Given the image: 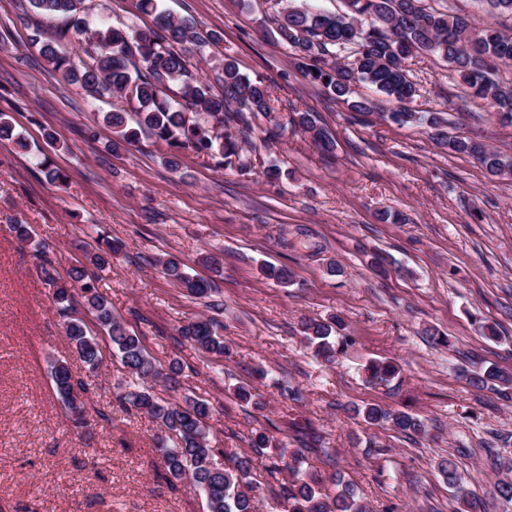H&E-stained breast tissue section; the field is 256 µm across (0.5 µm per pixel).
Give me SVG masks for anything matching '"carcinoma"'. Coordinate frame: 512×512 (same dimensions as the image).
Instances as JSON below:
<instances>
[{
    "mask_svg": "<svg viewBox=\"0 0 512 512\" xmlns=\"http://www.w3.org/2000/svg\"><path fill=\"white\" fill-rule=\"evenodd\" d=\"M84 2L29 0L34 11L44 17L63 16L73 21L72 26L56 30L50 38L37 26L29 40L39 47L54 70L80 84L89 97L115 98L134 105L138 117L135 128L127 126L125 112L121 110L102 115L101 126L111 133V149L136 143L138 132L146 130L155 142L207 156L218 167L251 166L249 158L243 155L241 135L251 130L256 116H271V90L265 81L242 74L230 56L215 64L213 85L193 72L190 57L219 45L220 35H204L197 31L195 23L158 10L157 0H137V9L153 17L150 27H91L79 17L85 10ZM423 2L345 0V11L341 13L289 5L276 11L273 35L292 50L294 63L304 76L320 85L329 98L345 103L357 114L378 111L383 120L397 125L419 121L417 113L405 107L419 92L407 63L418 54H430L448 63L471 100L489 106L501 120L512 124V86L495 79L498 66L512 61V38L491 23L478 29L467 18L430 10ZM73 31L87 35L84 56L79 58L61 50ZM359 82L373 86L382 97L402 107L383 112L378 99L352 97V87ZM200 112L207 118L198 117ZM425 123L432 138L448 152L475 158L492 175L512 169L511 159L483 142L449 135L448 121L441 114H430ZM290 125L308 133L323 151H333L334 141L308 111L294 110L285 122L273 117L269 137L281 135ZM0 139L14 141L22 151L29 147L26 138L14 133V126L4 113H0ZM115 251L112 241L102 239L87 260L94 267L103 268ZM35 256L43 282L52 288L53 306L65 335L80 358L91 370L102 363L95 337L84 321L74 315L79 297L95 313L98 324L108 331L114 355L139 381L138 386L117 395L119 402L127 410L147 413L164 432L175 437L170 444L160 441L158 447L169 482L186 481L201 491L207 512H256L255 497L251 495L253 459L234 453L228 455L227 463L221 467L214 462L215 451L208 443L212 417L209 404L188 397L180 402L171 401L154 394L153 383L158 381L172 391L179 386L183 370L180 361L173 359L164 367L150 356L140 336L112 315L106 298L84 268L70 269L65 280L50 256L49 247L36 244ZM157 263L165 276L178 282L190 295L205 297L211 291L208 282L188 276L175 257L165 255ZM342 327L338 315L302 323L304 338L315 356L328 363L347 353L350 338L342 334ZM178 332L182 340L205 354L222 358L226 353L224 338L210 319L190 321ZM363 371L368 383H389L401 373L400 366L389 360H371ZM52 379L65 407L71 409L83 403L89 383L74 378L66 364H54ZM473 382L506 397L512 388V374L490 365L474 373ZM355 413L370 425H389L408 437L425 432L420 419L379 404H367L355 409ZM253 447L276 449L270 471L286 469L292 473L294 480L281 488L276 501L278 506L288 503L287 512H369V506L351 484L342 485L333 496L323 492L315 478L301 474L297 452L286 453L267 434H257ZM442 470L459 505L456 512H477L478 503L464 486L454 464L450 462Z\"/></svg>",
    "mask_w": 512,
    "mask_h": 512,
    "instance_id": "carcinoma-1",
    "label": "carcinoma"
}]
</instances>
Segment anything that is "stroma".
<instances>
[{
  "mask_svg": "<svg viewBox=\"0 0 512 512\" xmlns=\"http://www.w3.org/2000/svg\"><path fill=\"white\" fill-rule=\"evenodd\" d=\"M90 19L152 25L136 0H87ZM438 10L492 22L512 34V16L492 14L487 0H425ZM171 16L217 33L219 49L271 88L277 116L310 111L335 142L324 154L309 134L288 128L269 137L253 120L245 153L253 167H216L183 153L178 169L168 148L142 136L110 150L97 115L110 100L91 101L43 60L27 37L57 18H39L19 0H0V113L29 142L28 151L0 140V512H206L201 494L171 487L156 450L160 430L116 400L129 376L94 314L79 308L97 337L103 363L88 371L69 345L32 247L11 226L31 224L52 249L60 272L85 265L97 236L120 242L96 286L113 314L140 336L161 364L184 366L181 385L161 397L189 396L212 410L211 447L251 454L260 504L270 503L288 471L269 474L267 451L251 448L262 430L301 449V469L323 490L349 482L371 512H454L440 464L452 460L484 512H512L498 496L512 480V400L475 388L470 361L512 370V174L491 175L472 157L448 152L423 123L394 125L329 100L273 39L272 0H160ZM420 88L419 114L443 113L448 131L512 156V125L473 103L447 63L429 54L408 62ZM67 180L54 185L44 163ZM280 170L268 179L264 168ZM403 223H382L381 209ZM181 259L206 280L208 297L167 279L156 258ZM216 255L220 268L205 264ZM337 261L342 272L330 274ZM285 266L293 283L263 279L261 264ZM341 314L353 339L342 363L317 359L301 322ZM215 319L229 348L224 358L179 342L177 330L198 317ZM485 321L499 337L486 338ZM449 338L436 344L435 335ZM388 359L402 369L396 386L366 383L363 366ZM69 364L95 387L88 412L106 408L112 422L84 434L58 399L51 368ZM245 383L257 404L235 398ZM377 403L418 417L426 438L355 418L353 406ZM325 448H308L309 433Z\"/></svg>",
  "mask_w": 512,
  "mask_h": 512,
  "instance_id": "1",
  "label": "stroma"
}]
</instances>
